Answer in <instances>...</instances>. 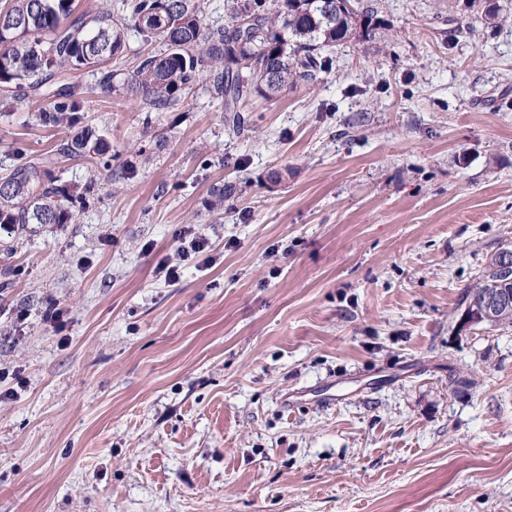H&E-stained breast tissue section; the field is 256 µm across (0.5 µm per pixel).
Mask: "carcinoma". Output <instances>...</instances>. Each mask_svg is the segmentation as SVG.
I'll list each match as a JSON object with an SVG mask.
<instances>
[{
  "label": "carcinoma",
  "mask_w": 512,
  "mask_h": 512,
  "mask_svg": "<svg viewBox=\"0 0 512 512\" xmlns=\"http://www.w3.org/2000/svg\"><path fill=\"white\" fill-rule=\"evenodd\" d=\"M204 0H118L113 10L74 15V0H4L0 4V85L27 87L19 103L49 89V123L71 121L75 86L68 75L124 56L128 32L158 41L162 52L135 56L126 87L148 112H171L198 84L224 103L228 130H245L243 112L255 96L285 97L299 81L332 67L333 48L369 32V10L328 23L311 0H226L222 23L204 18ZM103 140L82 129L63 145L72 157L99 152ZM76 203L49 172L24 163L0 176V224H71ZM498 255L487 261L463 304L503 287Z\"/></svg>",
  "instance_id": "1"
}]
</instances>
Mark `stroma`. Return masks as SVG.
I'll list each match as a JSON object with an SVG mask.
<instances>
[{
    "instance_id": "obj_1",
    "label": "stroma",
    "mask_w": 512,
    "mask_h": 512,
    "mask_svg": "<svg viewBox=\"0 0 512 512\" xmlns=\"http://www.w3.org/2000/svg\"><path fill=\"white\" fill-rule=\"evenodd\" d=\"M362 3L379 29L238 135L78 71L96 164L0 89V176L85 197L0 227V512H512V324L458 323L512 245V20ZM186 227L213 260L171 282Z\"/></svg>"
}]
</instances>
